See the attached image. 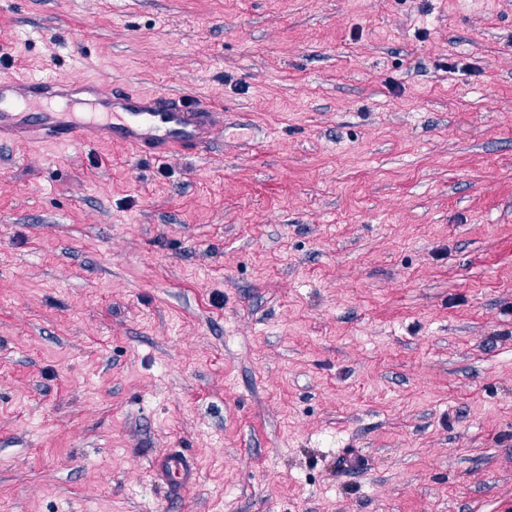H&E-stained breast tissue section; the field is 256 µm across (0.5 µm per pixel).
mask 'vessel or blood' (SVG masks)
I'll use <instances>...</instances> for the list:
<instances>
[{"label":"vessel or blood","instance_id":"b4317fda","mask_svg":"<svg viewBox=\"0 0 512 512\" xmlns=\"http://www.w3.org/2000/svg\"><path fill=\"white\" fill-rule=\"evenodd\" d=\"M88 97L94 100L92 112L75 115L56 109L58 103L75 106ZM223 123L222 109L188 95L139 92L106 80L0 76L1 146L90 148L106 142L137 156L163 157L207 148ZM152 467L157 477L178 489L196 481L195 461L181 452L159 453Z\"/></svg>","mask_w":512,"mask_h":512}]
</instances>
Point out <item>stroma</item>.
Masks as SVG:
<instances>
[{"label":"stroma","mask_w":512,"mask_h":512,"mask_svg":"<svg viewBox=\"0 0 512 512\" xmlns=\"http://www.w3.org/2000/svg\"><path fill=\"white\" fill-rule=\"evenodd\" d=\"M1 74L225 125L0 147V512H512V0H0ZM154 474L177 489L190 487L196 481L197 465L182 452L164 451L152 461Z\"/></svg>","instance_id":"1"}]
</instances>
